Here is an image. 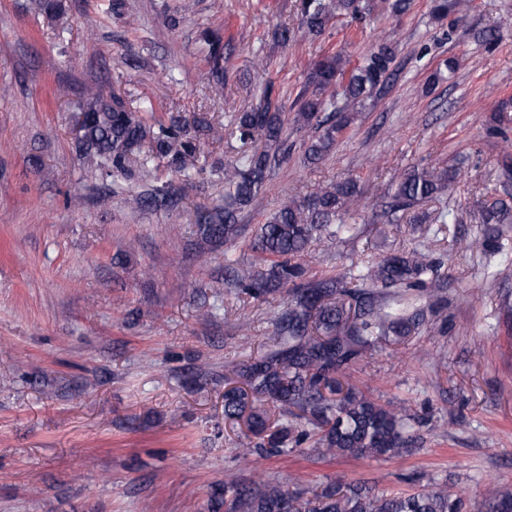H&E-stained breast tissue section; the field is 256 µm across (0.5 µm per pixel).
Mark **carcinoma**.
<instances>
[{"label":"carcinoma","mask_w":512,"mask_h":512,"mask_svg":"<svg viewBox=\"0 0 512 512\" xmlns=\"http://www.w3.org/2000/svg\"><path fill=\"white\" fill-rule=\"evenodd\" d=\"M363 0H301L304 33L326 34L334 18L361 19ZM396 48L384 42L363 56L357 66L341 54L315 61L294 101L293 119L273 103L267 87L259 102L237 113L232 135L243 144L260 142L241 160L224 168V205L199 211L194 223L200 240L212 245L235 243L245 232L240 214L255 201L273 169L288 157V123L309 128L303 143L310 161L328 157L353 121L348 108L373 96L388 76ZM150 107H131L119 94L86 93L89 122L82 139L88 164L97 171L126 174L131 166L141 179L157 160H168L184 173L196 169L199 141L180 127L155 124L145 116ZM457 170L413 165L396 183L388 204L389 221L409 218L426 223L416 212L421 204L451 194ZM361 189L349 177L320 186L309 195L290 198L256 225L251 249L257 260L239 264L224 258V284L257 301L286 290L287 299L274 322L266 350L224 376V421H242L245 436L260 442L242 444L240 453L257 450L281 453L307 440L325 455L342 457L398 456L414 443L411 418L405 408L380 404L355 385L342 382L357 362L389 336L399 339L424 325L418 301L440 289L437 269L418 249L394 253L378 261L351 263L334 276L311 279L302 257L311 244L346 242L358 236L352 223ZM181 197L169 185H156L134 197L150 210H173ZM481 223L488 225L474 245L497 252L500 224H512V206L502 199L481 206ZM485 512H512V492L488 490ZM224 512H464L465 504L445 484L419 490L375 494L341 482L320 491L288 490L271 480L224 481L214 507Z\"/></svg>","instance_id":"carcinoma-1"}]
</instances>
